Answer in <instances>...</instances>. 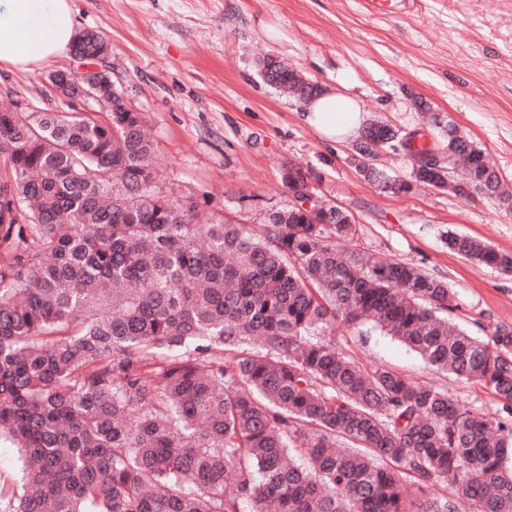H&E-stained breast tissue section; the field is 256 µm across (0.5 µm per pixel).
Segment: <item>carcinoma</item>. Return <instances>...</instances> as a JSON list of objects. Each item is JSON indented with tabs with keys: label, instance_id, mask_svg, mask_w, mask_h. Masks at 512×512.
Wrapping results in <instances>:
<instances>
[{
	"label": "carcinoma",
	"instance_id": "carcinoma-1",
	"mask_svg": "<svg viewBox=\"0 0 512 512\" xmlns=\"http://www.w3.org/2000/svg\"><path fill=\"white\" fill-rule=\"evenodd\" d=\"M261 75L297 101L319 90L284 61ZM428 124L418 148L371 123L351 160L393 194L512 202L473 140ZM382 151L436 172L392 178ZM155 154L139 111L0 109V439L20 453L0 512H512V330L472 336L447 282L338 247L359 235L339 212L201 223ZM446 244L512 273V253ZM370 331L497 413L364 361L344 335Z\"/></svg>",
	"mask_w": 512,
	"mask_h": 512
}]
</instances>
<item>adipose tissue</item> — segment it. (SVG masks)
<instances>
[{
	"label": "adipose tissue",
	"mask_w": 512,
	"mask_h": 512,
	"mask_svg": "<svg viewBox=\"0 0 512 512\" xmlns=\"http://www.w3.org/2000/svg\"><path fill=\"white\" fill-rule=\"evenodd\" d=\"M71 0H0V65L27 71L65 55L77 32ZM306 122L320 137L341 143L367 119L357 101L326 89L305 105Z\"/></svg>",
	"instance_id": "obj_1"
}]
</instances>
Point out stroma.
<instances>
[{
    "label": "stroma",
    "mask_w": 512,
    "mask_h": 512,
    "mask_svg": "<svg viewBox=\"0 0 512 512\" xmlns=\"http://www.w3.org/2000/svg\"><path fill=\"white\" fill-rule=\"evenodd\" d=\"M79 29L101 32L112 79L143 113L168 188L195 194L243 224L285 206L282 171L301 169L314 192L356 218L361 247L414 264L457 294L473 334L512 327V274L449 251L456 231L512 253V210L429 186L393 195L304 120V106L267 85L262 58L284 59L323 88L358 102L367 118L409 131L422 98L484 151L512 188V0H419L375 18L360 0H72ZM73 54L28 72L0 68V103L18 111L97 115L91 100L60 96L49 75L82 71ZM362 358L411 378L434 375L413 350L370 336Z\"/></svg>",
    "instance_id": "35a3bbf8"
}]
</instances>
